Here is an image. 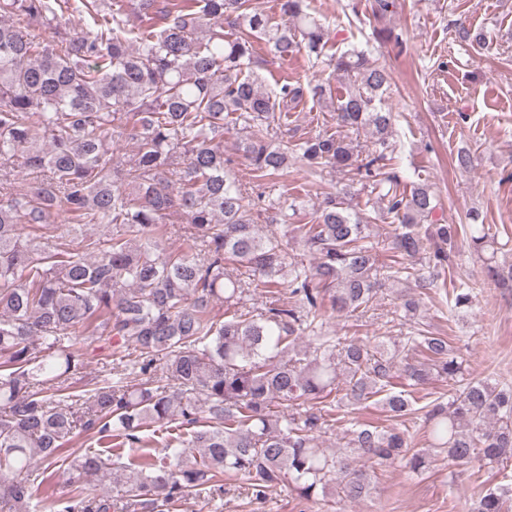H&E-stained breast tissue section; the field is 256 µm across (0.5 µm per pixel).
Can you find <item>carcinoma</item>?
Returning a JSON list of instances; mask_svg holds the SVG:
<instances>
[{"mask_svg": "<svg viewBox=\"0 0 512 512\" xmlns=\"http://www.w3.org/2000/svg\"><path fill=\"white\" fill-rule=\"evenodd\" d=\"M123 0H0V512H40L34 482L50 512H175L187 491L224 494V475L243 479L263 501L286 485L299 499L359 501L374 489L373 466L397 462L419 474L405 433L352 422L333 453L319 442L336 409L356 410L378 397L394 419L414 415L407 387L434 377L453 383L462 362L446 336L407 338L427 361L399 357L400 345L370 350L334 340L325 315L365 312L388 284L447 287L461 227L434 218L438 194L384 171L396 149L393 114L382 107L390 70L355 47L329 64L345 92L281 85L271 94L251 71L254 40L281 59L301 51L319 59L329 30L306 0H281L273 24L251 0H136L129 24ZM84 13L92 30L67 27ZM41 23L52 35L38 40ZM237 29L224 34V24ZM331 104L337 130L274 141L304 96ZM247 135L238 151L261 179L282 176L293 161L310 174L358 171L364 187L398 221L391 249L420 267L380 261L370 241V213L327 195L314 223L295 224L302 254L260 232L259 214L227 168L222 138ZM367 128L364 158L342 131ZM133 141L127 164L112 159V136ZM30 175L13 186L15 163ZM67 234L112 225V236L64 246ZM181 244L168 247L162 229ZM469 248H494L498 233L470 224ZM245 269L247 282L227 270ZM265 288L256 305L249 288ZM512 284V266L487 263L482 285ZM288 287V300L279 298ZM474 286L453 288L454 308H469ZM224 303V319L212 317ZM111 339L101 374L83 375L85 334ZM305 337L311 342L305 346ZM288 403V413L274 409ZM158 424L193 427L179 445L123 462L75 439L133 447ZM430 447L458 465L512 461V389L485 380L452 388L424 413ZM75 489L54 496L58 473ZM99 476L106 490L78 486ZM507 485L477 491L472 512H508Z\"/></svg>", "mask_w": 512, "mask_h": 512, "instance_id": "1", "label": "carcinoma"}]
</instances>
